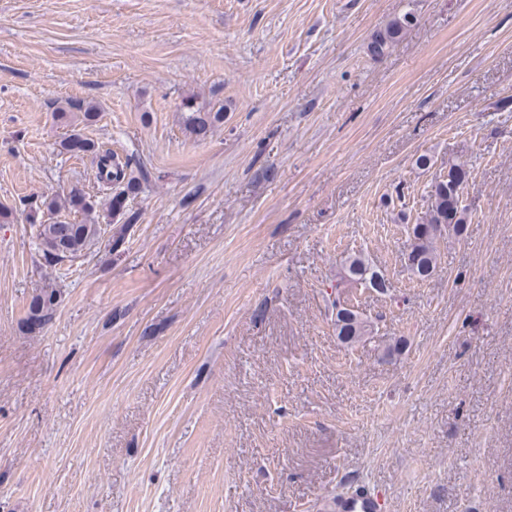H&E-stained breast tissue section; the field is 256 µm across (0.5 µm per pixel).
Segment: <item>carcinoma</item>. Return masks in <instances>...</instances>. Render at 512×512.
Wrapping results in <instances>:
<instances>
[{"instance_id": "obj_1", "label": "carcinoma", "mask_w": 512, "mask_h": 512, "mask_svg": "<svg viewBox=\"0 0 512 512\" xmlns=\"http://www.w3.org/2000/svg\"><path fill=\"white\" fill-rule=\"evenodd\" d=\"M416 17L411 13L391 21L385 30L370 43L369 53L377 59L385 55L392 42L408 27L415 25ZM182 119L185 130L198 141L207 139L215 129L224 124V106L209 109L199 108L189 100L183 103ZM82 113L83 120L92 121L97 106L91 102H68L59 109V118L68 119L71 112ZM63 148L74 155H90L96 161L99 186L110 191L105 205L108 212L126 216V222L134 224L138 214L129 208L130 200L141 193L142 184L148 174L132 155H119L104 149L95 142L74 132L69 135ZM464 164L448 163L445 175L435 178L431 185L429 203L422 221L413 225L409 236L405 266L410 274L420 281L431 278L438 264V243L449 236H460L467 224V210L455 204L458 191L457 178ZM48 212L67 210L77 213L80 219L57 220L36 225L37 239L42 253L49 263H61L75 259L101 241V228L97 224L98 203L76 189L43 202ZM342 281L349 284L365 283L377 291L387 288L384 278L371 266L364 255L354 253L343 264ZM61 300V292L48 285L32 296L26 318V328H44L53 318ZM336 336L345 343L362 341L372 333L371 322L357 311L343 309L335 314Z\"/></svg>"}]
</instances>
